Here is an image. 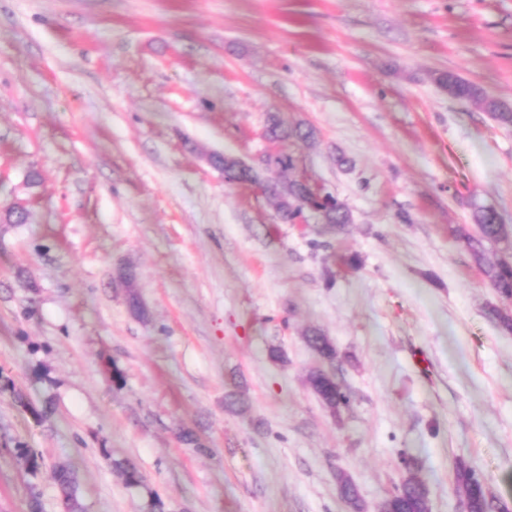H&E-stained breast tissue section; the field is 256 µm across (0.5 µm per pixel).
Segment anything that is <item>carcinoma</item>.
<instances>
[{"label": "carcinoma", "instance_id": "cac0c4a2", "mask_svg": "<svg viewBox=\"0 0 512 512\" xmlns=\"http://www.w3.org/2000/svg\"><path fill=\"white\" fill-rule=\"evenodd\" d=\"M433 81L440 91L448 97L458 100L474 101L482 105L491 118L504 127L512 126V104L488 97L478 84L468 81L453 72H437ZM266 136L272 141L286 145L305 144L315 139V132L302 125L290 126L278 115L267 118ZM276 198L279 218L292 224L305 217L307 212H316L324 223L342 227L351 221L348 209L338 200L323 201L305 184L298 180L278 181L268 188ZM473 221L478 234L468 232L463 226H455L451 234L464 242L479 270L504 298H512V262L500 259L496 262L486 260L487 246L498 244L508 237L498 211L492 206H477L473 212ZM308 346L321 357L331 360L336 351L329 339L320 332L312 330L305 336ZM309 385L319 399L335 411L348 405V398L331 375L318 371L309 377ZM53 479L59 490L61 512H84L80 484L75 472L65 465H57ZM456 491L468 497L471 512H502L503 505L489 495L476 478V472L464 460L455 462ZM340 493L352 512H362L358 489L347 477H340ZM384 512H429L428 498L422 481L411 474L401 488L390 496L382 506Z\"/></svg>", "mask_w": 512, "mask_h": 512}]
</instances>
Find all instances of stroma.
Masks as SVG:
<instances>
[{
  "label": "stroma",
  "mask_w": 512,
  "mask_h": 512,
  "mask_svg": "<svg viewBox=\"0 0 512 512\" xmlns=\"http://www.w3.org/2000/svg\"><path fill=\"white\" fill-rule=\"evenodd\" d=\"M445 70L512 101V0H0V512H60L61 462L86 512H349L343 474L380 512L412 473L460 512L459 458L512 508V299L450 233H512V127ZM272 113L349 224L205 162L258 164ZM433 81L448 97L477 102L498 124L504 127L512 126V105L506 101L488 97L478 84L450 71L435 73ZM266 136L269 140L286 145L307 144L314 141L315 132L311 127L302 125L290 126L277 114H270L267 118ZM309 385L319 399L332 411L348 405V398L331 375L318 371L309 377Z\"/></svg>",
  "instance_id": "1"
}]
</instances>
